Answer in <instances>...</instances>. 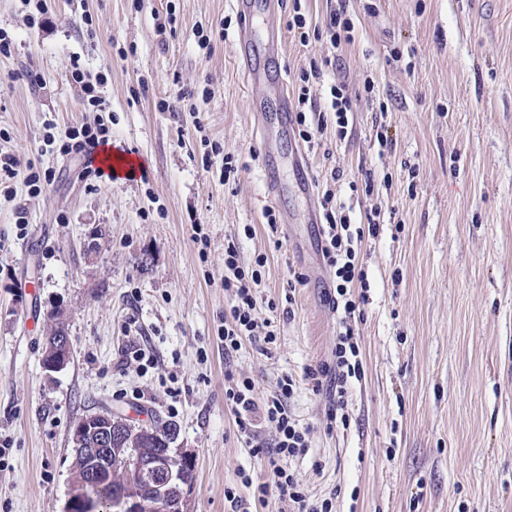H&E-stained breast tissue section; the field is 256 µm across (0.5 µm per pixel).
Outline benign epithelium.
Masks as SVG:
<instances>
[{"label": "benign epithelium", "instance_id": "1", "mask_svg": "<svg viewBox=\"0 0 512 512\" xmlns=\"http://www.w3.org/2000/svg\"><path fill=\"white\" fill-rule=\"evenodd\" d=\"M52 323L44 345L42 365L48 372H59L70 361L71 341L61 314L49 316ZM148 432L150 427L136 428L111 411H98L84 415L71 430L74 458L81 463L82 471L105 477L112 482V444H128V454L123 466L121 490L112 497V512H139L137 487L151 485L163 504L164 512H183L186 477L183 466H193L190 456L175 451L171 438L165 447L152 454L143 455L135 447V434ZM68 512H95L89 499L87 481H74L71 488Z\"/></svg>", "mask_w": 512, "mask_h": 512}]
</instances>
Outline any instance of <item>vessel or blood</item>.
Returning a JSON list of instances; mask_svg holds the SVG:
<instances>
[{
    "label": "vessel or blood",
    "mask_w": 512,
    "mask_h": 512,
    "mask_svg": "<svg viewBox=\"0 0 512 512\" xmlns=\"http://www.w3.org/2000/svg\"><path fill=\"white\" fill-rule=\"evenodd\" d=\"M243 24L237 37V57L254 85L263 90L252 102L262 133V176L268 189L267 201L282 202L283 160L277 153L281 133L292 124L293 102L287 83L275 66L281 56L282 30L276 19L274 0H233Z\"/></svg>",
    "instance_id": "b4317fda"
}]
</instances>
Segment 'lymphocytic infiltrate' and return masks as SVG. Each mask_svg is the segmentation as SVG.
Instances as JSON below:
<instances>
[{"mask_svg":"<svg viewBox=\"0 0 512 512\" xmlns=\"http://www.w3.org/2000/svg\"><path fill=\"white\" fill-rule=\"evenodd\" d=\"M319 76L320 70L315 66L299 74L298 135L311 145L315 144L319 132L331 123L336 126L337 138H345L351 112V100L344 86L334 85L330 88L329 116L319 117L313 124L308 122V112L317 109L309 96L308 84ZM321 207L324 219L321 253L333 272L332 286L327 289L326 297L337 314L339 327L330 361L307 369L304 378L313 391L327 395L325 430L331 433L349 428L351 389L354 381L362 376L360 338L355 334L353 321L360 304L366 299L364 290L367 282L359 265L358 247L364 235H376L378 212L374 209L366 212L368 226L363 229L352 225L350 215L336 205L332 191L324 192ZM267 261V256L260 255L254 266L242 267L237 242L231 240L224 245V291L230 296L220 336L225 357L236 354L247 340L262 348L276 341L271 320L258 319L255 314L257 287L262 282ZM296 389V378L285 374L278 379L274 394L260 400L249 378L230 369L225 371V403L252 454L264 457L270 469L269 481L254 483L246 473L241 474L240 479L242 485L252 488L254 499L260 506H267L268 496L274 491L281 502L287 503L289 512H334L338 491H331L325 498H311L303 477L294 467L295 462L307 457L310 449L309 431L291 411Z\"/></svg>","mask_w":512,"mask_h":512,"instance_id":"1","label":"lymphocytic infiltrate"}]
</instances>
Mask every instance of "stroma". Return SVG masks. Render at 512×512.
<instances>
[{"label": "stroma", "mask_w": 512, "mask_h": 512, "mask_svg": "<svg viewBox=\"0 0 512 512\" xmlns=\"http://www.w3.org/2000/svg\"><path fill=\"white\" fill-rule=\"evenodd\" d=\"M45 3L38 27L27 0H0L12 41L0 55V154L55 173L37 196L0 183V512H65L70 431L102 409L176 424V446L193 458L185 512H256L250 489L240 487L238 506L224 499L239 472L269 478L224 403L228 367L261 398L282 374L298 378L292 409L311 440L298 469L312 497L340 489L336 512H512V0H345L353 40L333 52L325 38L303 44L287 31L291 5L279 15L289 93L318 63V105L336 83L351 99L346 138L328 127L307 152L317 189L381 211L360 254L364 376L349 430L333 434L324 395L303 379L329 361L337 329L306 222L313 201L288 164L295 221L269 228L251 108L261 90L237 60L230 0ZM76 57L106 74L111 111H85ZM96 123L144 179L99 180L61 154L68 130ZM212 143L221 152L211 157ZM228 155L237 171L227 179ZM368 178L372 195H352ZM231 239L241 265L268 257L256 314L277 336L270 352L246 342L228 360L218 331ZM54 310L72 357L50 374L41 357ZM142 345L157 367L123 360Z\"/></svg>", "instance_id": "obj_1"}]
</instances>
